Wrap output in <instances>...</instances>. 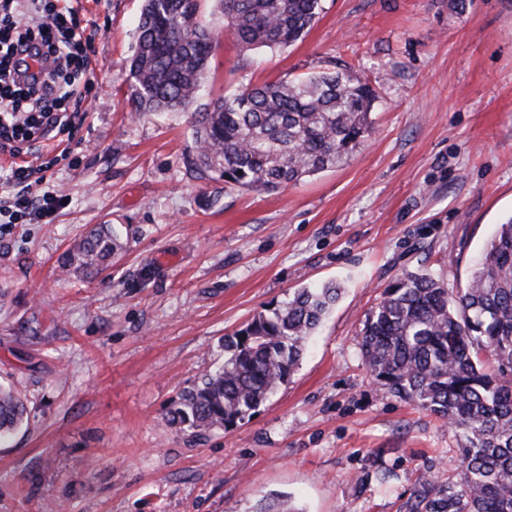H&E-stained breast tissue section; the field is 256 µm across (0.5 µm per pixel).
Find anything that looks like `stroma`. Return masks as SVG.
<instances>
[{
    "label": "stroma",
    "instance_id": "35a3bbf8",
    "mask_svg": "<svg viewBox=\"0 0 512 512\" xmlns=\"http://www.w3.org/2000/svg\"><path fill=\"white\" fill-rule=\"evenodd\" d=\"M96 77L52 224L0 229V383L25 399L0 443V512H400L420 476H454L463 439L390 394L360 354L385 287L425 269L465 288L512 216V0H321L286 48L219 43L199 103L242 84L359 66L374 132L341 166L279 191L223 189L190 166L182 112L136 113L125 79L142 0H81ZM96 224L123 249L91 279L62 253ZM336 306L298 368L249 421L195 434L167 422L221 364L222 338L295 288Z\"/></svg>",
    "mask_w": 512,
    "mask_h": 512
}]
</instances>
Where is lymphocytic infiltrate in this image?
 Returning <instances> with one entry per match:
<instances>
[{
  "label": "lymphocytic infiltrate",
  "mask_w": 512,
  "mask_h": 512,
  "mask_svg": "<svg viewBox=\"0 0 512 512\" xmlns=\"http://www.w3.org/2000/svg\"><path fill=\"white\" fill-rule=\"evenodd\" d=\"M93 39L72 0H0V151L37 153L48 133L73 137L88 118ZM50 163H12L0 183L5 224H51L69 198L45 187Z\"/></svg>",
  "instance_id": "obj_1"
}]
</instances>
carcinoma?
<instances>
[{
    "label": "carcinoma",
    "mask_w": 512,
    "mask_h": 512,
    "mask_svg": "<svg viewBox=\"0 0 512 512\" xmlns=\"http://www.w3.org/2000/svg\"><path fill=\"white\" fill-rule=\"evenodd\" d=\"M320 2L218 0L224 30L247 51L293 45L317 21ZM216 47L215 33L199 20V0H143L128 65L132 105L190 113L189 163L200 177L273 192L343 164L371 137L376 96L350 65L245 85L194 107ZM122 248L121 229L99 224L61 267L89 279ZM339 291L334 283L298 288L224 337V363L182 394L169 422L201 432L250 420L288 382ZM360 349L389 392L466 440L460 479L421 478L405 512H512V216L486 244L464 290L448 291L428 271L387 285L363 324ZM26 419L21 397L0 387V441Z\"/></svg>",
    "instance_id": "1"
}]
</instances>
